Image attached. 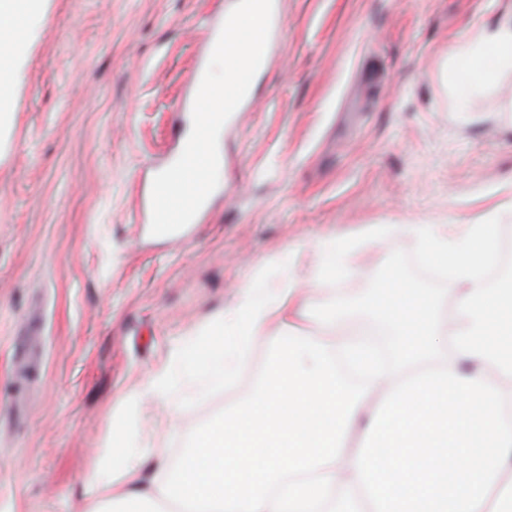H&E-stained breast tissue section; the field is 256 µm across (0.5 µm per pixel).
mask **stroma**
<instances>
[{
	"label": "stroma",
	"mask_w": 512,
	"mask_h": 512,
	"mask_svg": "<svg viewBox=\"0 0 512 512\" xmlns=\"http://www.w3.org/2000/svg\"><path fill=\"white\" fill-rule=\"evenodd\" d=\"M233 0H49L0 158V512H95L83 473L126 416L124 396L278 264L315 268L349 244L308 312L368 299L396 274L436 287L410 233L378 224L512 227V134L479 98L452 109L448 44L501 0H280L254 91L221 130L218 189L179 233H150ZM276 353L258 338L246 378L206 399L177 385L179 420L146 403L140 433L170 462ZM318 257L313 279L319 280L321 277L336 275L343 261V252L336 243V238H329L319 246Z\"/></svg>",
	"instance_id": "stroma-1"
}]
</instances>
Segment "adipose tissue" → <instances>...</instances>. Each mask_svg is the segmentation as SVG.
Listing matches in <instances>:
<instances>
[{
  "label": "adipose tissue",
  "instance_id": "1",
  "mask_svg": "<svg viewBox=\"0 0 512 512\" xmlns=\"http://www.w3.org/2000/svg\"><path fill=\"white\" fill-rule=\"evenodd\" d=\"M49 0H0V156L4 155L27 54ZM456 112L512 76V5L448 47ZM425 261L449 271L450 298L398 282L374 287L363 311L392 336L378 368L365 324L349 306L284 316L296 276L245 286L219 313L208 340L178 347L172 368L149 377L129 404L171 400L173 367L233 380L272 318L284 340L258 389L199 432L177 468L148 445L126 441L124 465L104 449L83 481L93 491L121 482L122 512H512V289L490 286L496 224H410ZM367 416L364 442H343Z\"/></svg>",
  "mask_w": 512,
  "mask_h": 512
}]
</instances>
